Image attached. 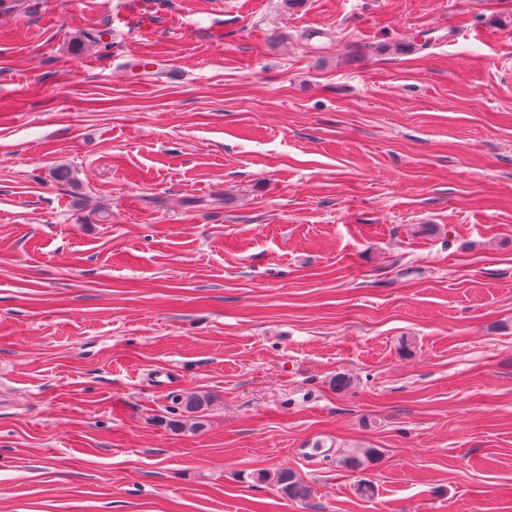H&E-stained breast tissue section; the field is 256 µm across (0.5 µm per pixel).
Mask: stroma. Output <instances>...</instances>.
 <instances>
[{"label":"stroma","instance_id":"obj_1","mask_svg":"<svg viewBox=\"0 0 512 512\" xmlns=\"http://www.w3.org/2000/svg\"><path fill=\"white\" fill-rule=\"evenodd\" d=\"M0 512H512V0H0ZM257 479L268 482L276 487L277 492L289 499L306 501L312 495L311 487L304 483L296 473L288 470H279L270 473H259Z\"/></svg>","mask_w":512,"mask_h":512}]
</instances>
